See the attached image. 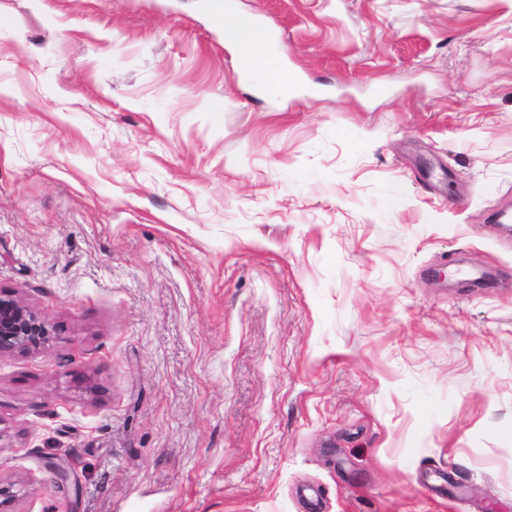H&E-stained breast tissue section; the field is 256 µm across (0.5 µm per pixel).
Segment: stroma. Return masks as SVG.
<instances>
[{
  "mask_svg": "<svg viewBox=\"0 0 512 512\" xmlns=\"http://www.w3.org/2000/svg\"><path fill=\"white\" fill-rule=\"evenodd\" d=\"M0 13L13 512H512V0ZM224 33L228 43L236 47L237 51L240 38H246L251 44L254 76L258 79H268L272 94L288 96L298 91L297 83L288 77L287 73H280L272 67L271 57L264 51L258 30L247 27L236 19L224 17ZM53 336L47 321L20 299L0 290V355L45 348Z\"/></svg>",
  "mask_w": 512,
  "mask_h": 512,
  "instance_id": "stroma-1",
  "label": "stroma"
}]
</instances>
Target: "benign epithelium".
I'll use <instances>...</instances> for the list:
<instances>
[{
	"instance_id": "obj_1",
	"label": "benign epithelium",
	"mask_w": 512,
	"mask_h": 512,
	"mask_svg": "<svg viewBox=\"0 0 512 512\" xmlns=\"http://www.w3.org/2000/svg\"><path fill=\"white\" fill-rule=\"evenodd\" d=\"M51 325L20 299L0 292V354L28 353L47 347ZM16 483L0 477V512H10Z\"/></svg>"
}]
</instances>
